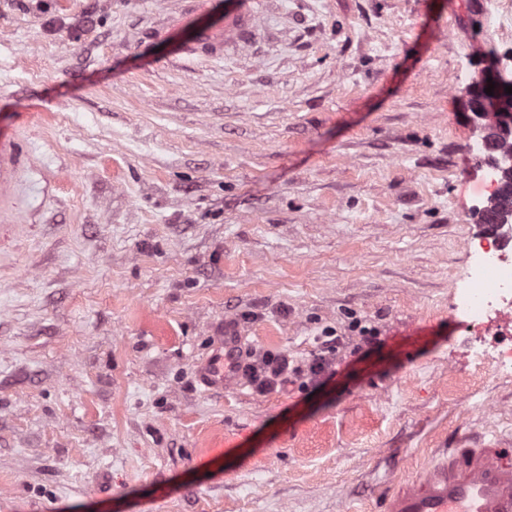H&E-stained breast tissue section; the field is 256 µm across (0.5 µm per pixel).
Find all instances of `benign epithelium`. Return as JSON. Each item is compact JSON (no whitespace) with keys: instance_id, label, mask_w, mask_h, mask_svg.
Here are the masks:
<instances>
[{"instance_id":"obj_1","label":"benign epithelium","mask_w":512,"mask_h":512,"mask_svg":"<svg viewBox=\"0 0 512 512\" xmlns=\"http://www.w3.org/2000/svg\"><path fill=\"white\" fill-rule=\"evenodd\" d=\"M495 83L493 94L488 95L484 89L488 87L487 79ZM512 87L497 75L495 68L483 69L479 78L466 90L472 100L473 123L475 128L484 132L482 142L488 157L499 151L501 142L512 136V94L505 92V87ZM497 115V122L490 128L482 123L488 113ZM512 210V196L505 195L498 202L479 211L480 222L483 224H505L508 221V212Z\"/></svg>"}]
</instances>
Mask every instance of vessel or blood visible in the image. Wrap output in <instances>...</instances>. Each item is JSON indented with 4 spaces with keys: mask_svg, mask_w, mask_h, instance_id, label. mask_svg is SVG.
Here are the masks:
<instances>
[{
    "mask_svg": "<svg viewBox=\"0 0 512 512\" xmlns=\"http://www.w3.org/2000/svg\"><path fill=\"white\" fill-rule=\"evenodd\" d=\"M180 22L194 25L195 37L187 55L212 58L223 54L228 43L250 45L255 38L254 12L246 0L225 9L221 18L195 26L206 14L209 0H189ZM16 141L0 135V224L9 225L13 212V180L21 166ZM243 338L234 325L224 327L222 350L199 371L204 387L237 388ZM383 512H512V452L505 448H446L417 475L391 478L383 494Z\"/></svg>",
    "mask_w": 512,
    "mask_h": 512,
    "instance_id": "1",
    "label": "vessel or blood"
}]
</instances>
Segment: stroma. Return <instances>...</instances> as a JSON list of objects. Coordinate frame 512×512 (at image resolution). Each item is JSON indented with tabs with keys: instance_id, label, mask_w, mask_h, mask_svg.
<instances>
[{
	"instance_id": "obj_1",
	"label": "stroma",
	"mask_w": 512,
	"mask_h": 512,
	"mask_svg": "<svg viewBox=\"0 0 512 512\" xmlns=\"http://www.w3.org/2000/svg\"><path fill=\"white\" fill-rule=\"evenodd\" d=\"M258 2L203 61L184 0H0V512H382L437 449L512 448L455 312L492 0ZM228 321L296 364L341 336L335 376L207 390ZM21 153L12 137L0 135V219L2 226H8L13 212L11 194L13 180L21 166Z\"/></svg>"
}]
</instances>
